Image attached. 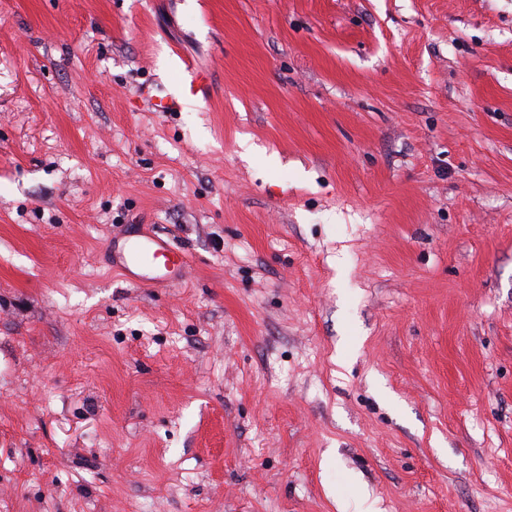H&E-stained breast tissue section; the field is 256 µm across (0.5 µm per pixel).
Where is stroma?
<instances>
[{
	"label": "stroma",
	"mask_w": 512,
	"mask_h": 512,
	"mask_svg": "<svg viewBox=\"0 0 512 512\" xmlns=\"http://www.w3.org/2000/svg\"><path fill=\"white\" fill-rule=\"evenodd\" d=\"M0 512H512V0H0ZM158 258H164V271L153 279L158 284L170 280L176 281L184 277L187 261L181 253H178L171 244L155 235H143L134 241L124 242L121 248L118 266L123 271L133 272L146 264H153ZM169 261L171 266L166 262Z\"/></svg>",
	"instance_id": "stroma-1"
}]
</instances>
